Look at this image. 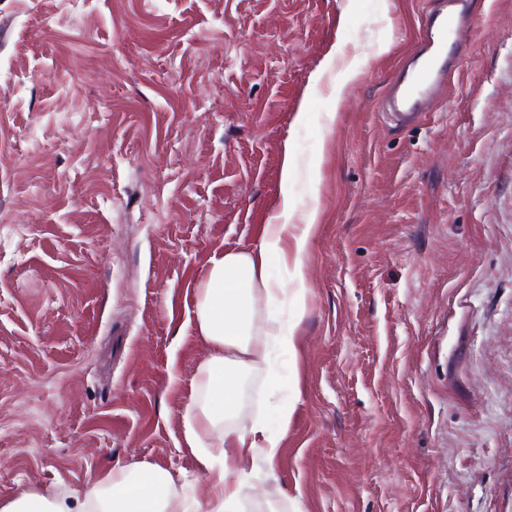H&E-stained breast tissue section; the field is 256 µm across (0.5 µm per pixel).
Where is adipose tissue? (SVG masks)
<instances>
[{
    "instance_id": "obj_1",
    "label": "adipose tissue",
    "mask_w": 512,
    "mask_h": 512,
    "mask_svg": "<svg viewBox=\"0 0 512 512\" xmlns=\"http://www.w3.org/2000/svg\"><path fill=\"white\" fill-rule=\"evenodd\" d=\"M319 222L318 208L302 211L283 197L259 248L212 255L195 289L196 331L212 353L198 368V395L187 409L184 441L205 477L208 512H243L249 482L243 460L272 466L288 433L291 401L278 405L275 422L261 414L245 421L239 391L243 374L258 368L267 369L273 389L283 387L274 360L298 355L312 296L303 259ZM272 260L293 289L281 288L270 274ZM174 486L170 471L138 460L69 495L23 493L0 504V512H189Z\"/></svg>"
}]
</instances>
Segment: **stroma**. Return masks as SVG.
Instances as JSON below:
<instances>
[{
	"instance_id": "obj_1",
	"label": "stroma",
	"mask_w": 512,
	"mask_h": 512,
	"mask_svg": "<svg viewBox=\"0 0 512 512\" xmlns=\"http://www.w3.org/2000/svg\"><path fill=\"white\" fill-rule=\"evenodd\" d=\"M440 2L0 0V502L136 458L205 503L194 289L286 195L322 213L312 301L245 512H512V0H475L404 123L383 101ZM333 50L368 60L340 104ZM241 395L275 414L265 370Z\"/></svg>"
}]
</instances>
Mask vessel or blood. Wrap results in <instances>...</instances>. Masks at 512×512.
<instances>
[{"instance_id":"1","label":"vessel or blood","mask_w":512,"mask_h":512,"mask_svg":"<svg viewBox=\"0 0 512 512\" xmlns=\"http://www.w3.org/2000/svg\"><path fill=\"white\" fill-rule=\"evenodd\" d=\"M472 15L469 0H448L445 11L426 18L422 43L412 53L415 69L394 85L392 97L403 111L426 112L448 80V37L460 34Z\"/></svg>"}]
</instances>
